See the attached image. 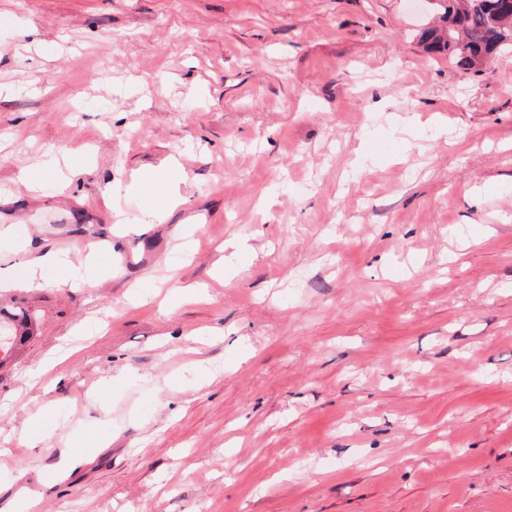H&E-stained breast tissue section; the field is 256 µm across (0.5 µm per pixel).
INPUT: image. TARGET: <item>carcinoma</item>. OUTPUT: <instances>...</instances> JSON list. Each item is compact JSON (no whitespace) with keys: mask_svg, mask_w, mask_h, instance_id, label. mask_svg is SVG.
Instances as JSON below:
<instances>
[{"mask_svg":"<svg viewBox=\"0 0 512 512\" xmlns=\"http://www.w3.org/2000/svg\"><path fill=\"white\" fill-rule=\"evenodd\" d=\"M512 0H439L435 4L440 25L423 28L419 40L429 54H438L464 71L478 68L512 51V9L502 4ZM33 319L27 310L0 322V336L8 337V350L32 337Z\"/></svg>","mask_w":512,"mask_h":512,"instance_id":"cac0c4a2","label":"carcinoma"}]
</instances>
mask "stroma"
<instances>
[{"label":"stroma","mask_w":512,"mask_h":512,"mask_svg":"<svg viewBox=\"0 0 512 512\" xmlns=\"http://www.w3.org/2000/svg\"><path fill=\"white\" fill-rule=\"evenodd\" d=\"M424 24L0 0V303L37 315L0 365L1 508L512 512V59L462 71ZM142 170L181 198L150 223ZM51 252L103 282L15 284Z\"/></svg>","instance_id":"1"}]
</instances>
